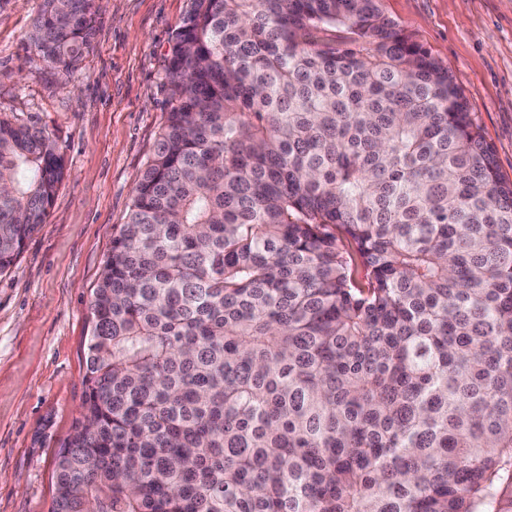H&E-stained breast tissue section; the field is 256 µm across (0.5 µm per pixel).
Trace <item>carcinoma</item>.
I'll use <instances>...</instances> for the list:
<instances>
[{
    "instance_id": "obj_1",
    "label": "carcinoma",
    "mask_w": 512,
    "mask_h": 512,
    "mask_svg": "<svg viewBox=\"0 0 512 512\" xmlns=\"http://www.w3.org/2000/svg\"><path fill=\"white\" fill-rule=\"evenodd\" d=\"M164 78L51 512H512V182L448 67L379 0H191ZM63 178L0 118L1 273Z\"/></svg>"
}]
</instances>
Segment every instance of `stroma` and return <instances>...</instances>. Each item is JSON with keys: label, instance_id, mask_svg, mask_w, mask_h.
<instances>
[{"label": "stroma", "instance_id": "1", "mask_svg": "<svg viewBox=\"0 0 512 512\" xmlns=\"http://www.w3.org/2000/svg\"><path fill=\"white\" fill-rule=\"evenodd\" d=\"M41 0H0V117L46 128L63 157L48 223L0 273V512H50L80 418L90 301L168 109L164 64L189 0L98 7L70 76L29 40ZM446 65L512 181V0H380Z\"/></svg>", "mask_w": 512, "mask_h": 512}]
</instances>
